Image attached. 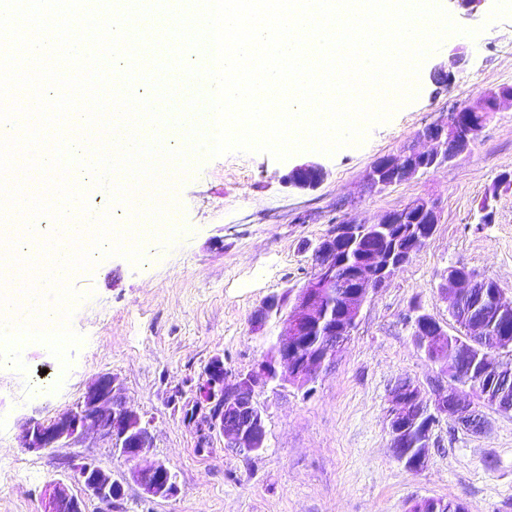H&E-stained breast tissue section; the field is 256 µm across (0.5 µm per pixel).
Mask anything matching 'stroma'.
Here are the masks:
<instances>
[{
    "instance_id": "1",
    "label": "stroma",
    "mask_w": 512,
    "mask_h": 512,
    "mask_svg": "<svg viewBox=\"0 0 512 512\" xmlns=\"http://www.w3.org/2000/svg\"><path fill=\"white\" fill-rule=\"evenodd\" d=\"M494 4L477 12L446 0L451 18L477 37L452 35L423 61L413 100L389 120L369 127L358 144L326 155L299 150L278 160L261 152L203 154L172 180L162 217L169 231L149 244L139 262L98 256L92 270L71 280L79 299L70 326L84 341L59 361L41 344L23 348L25 371L0 365V512H40L45 488L89 457L114 475L133 464L107 440L88 433L71 448L35 453L23 446L29 419L49 421L76 405L99 374L120 376L129 407L154 418L148 460L165 462L178 477L169 500L145 496L127 482L119 500H87L86 512H409L421 498L462 504L466 512H512V411L485 405L465 389V405L485 420L474 433L440 416L429 460L408 470L387 433L389 391L411 379L431 395L443 375L416 341L422 313L458 334L450 302L439 291L449 267L464 266L499 283L512 301V190L500 192L495 221L480 223L479 204L503 168L512 167V109L493 116L469 152L412 180L369 189L363 175L378 157L413 146L417 133L484 91L512 86V16L489 21ZM461 57H454V48ZM460 68L454 84L436 85V68ZM326 171L313 191L288 185L296 164ZM418 197L437 202L441 222L412 262L365 302L357 325L330 367L304 387L269 384L258 394L267 411L264 451L246 455L222 435L185 423V411L208 414L189 383L211 358L247 371L281 332L282 314L262 331L251 318L270 296L297 294L313 267L312 250L339 220L377 223Z\"/></svg>"
}]
</instances>
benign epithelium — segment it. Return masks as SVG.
<instances>
[{
    "instance_id": "7a95c632",
    "label": "benign epithelium",
    "mask_w": 512,
    "mask_h": 512,
    "mask_svg": "<svg viewBox=\"0 0 512 512\" xmlns=\"http://www.w3.org/2000/svg\"><path fill=\"white\" fill-rule=\"evenodd\" d=\"M512 105V87H499L483 93L476 101L449 113L448 119L426 127L419 137L430 141L429 151L406 147L396 155L377 159L364 174V181L371 189H385L423 175L455 157L469 151L479 140L492 116ZM325 172L316 162L295 166L286 175L288 185L300 190H315L323 182ZM441 221L437 203L430 198L418 197L399 209L386 212L372 225L358 224L352 220L336 226L321 238L314 247L318 256L313 275L295 297L288 316L282 322V332L277 337L274 354L264 356L248 371L230 374L224 369L223 358L216 356L207 365L209 378L207 405L210 416L206 420L208 431H219L227 447L243 453H258L265 449L267 438L266 413L256 398V388L271 381H280L300 387L310 383L318 373L329 367L338 348L351 336L362 306L369 295L384 287L395 272L419 251L422 242L430 239ZM416 224L418 228L403 247L387 260H363L349 270V281L336 278V246L365 229L381 239L392 225ZM339 287L347 290L341 295L339 313L330 312L326 305L328 289ZM485 289L480 278L467 273L448 270L440 284V292L451 301V309L467 297L472 290ZM279 301L269 298L252 316V327L260 330L270 315L278 310ZM444 335L438 320L429 314H420L414 321V336L425 350L435 345ZM499 337L487 335L480 327L470 330V337L459 347L460 357L467 366L454 379L439 382L432 399L421 397L420 389L411 381L403 380L390 391L387 428L390 444L397 461L404 465H421L428 452H420L409 461L411 449L406 447L403 425L417 423L431 412L455 418L474 431L484 424L469 408L461 406L459 397L475 374L470 364L472 352L481 348L480 369L493 377L509 376L495 362L501 355ZM153 420L127 406L125 389L120 377L103 373L87 387L82 399L72 408L58 413L51 423L30 420L23 430L24 447L31 452L43 453L55 448L78 443L91 430L111 443L112 451L120 457L140 461L152 446ZM144 494L150 498L170 499L179 492L177 476L162 461L138 466L130 472ZM81 487L82 494L72 492L71 486ZM124 493V479L116 478L91 461L71 466L68 481H57L45 491L43 512H86L85 499L95 498L110 503Z\"/></svg>"
}]
</instances>
